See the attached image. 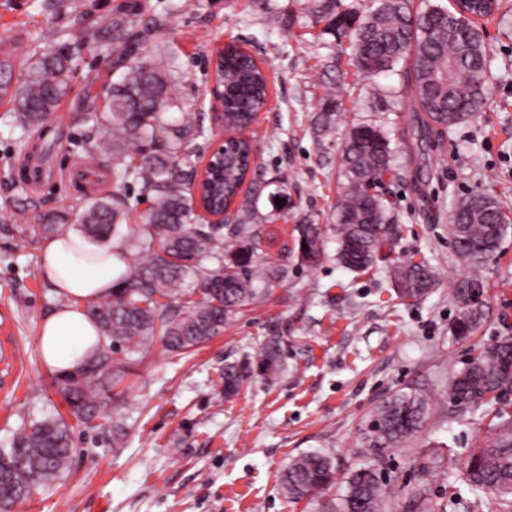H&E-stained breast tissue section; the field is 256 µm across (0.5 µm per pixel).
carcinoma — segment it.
Segmentation results:
<instances>
[{"instance_id": "cac0c4a2", "label": "carcinoma", "mask_w": 512, "mask_h": 512, "mask_svg": "<svg viewBox=\"0 0 512 512\" xmlns=\"http://www.w3.org/2000/svg\"><path fill=\"white\" fill-rule=\"evenodd\" d=\"M166 11L151 0H124L112 10V75L106 85L107 105L88 107L78 121L96 130L93 145L84 147L96 164L112 161L110 194L87 197L82 210L44 218L39 224L21 215L0 230L32 241L52 236L68 224H80L83 237L112 239L125 268L112 296L87 306L100 334L96 350L57 382L74 417L88 423L101 417L103 395L115 390L130 367L159 340L170 351L195 350L224 334L243 307L266 293V287L288 279V265L268 258L263 215L258 202L265 186L247 181L253 146L238 134L253 115L270 106L266 74L254 58L229 46L215 64V79L224 85V128L231 134L215 173L197 181V164L205 153L209 127L195 105L173 93L181 73L164 46L154 43L165 25ZM320 35L332 37L338 52L351 50L354 75L373 78L397 71L411 93V123L418 149L431 144L434 132H452L481 111L490 90V50L478 22L463 20L455 6L441 0H307L302 7ZM50 52L29 56L18 79L14 65L0 61V97L14 104L15 124L23 131L20 146L44 127L67 94L77 60L62 43ZM399 90L374 92L355 108L382 111L385 97ZM342 109L336 92L322 99L315 131H328ZM342 179L336 204V260L357 272L372 269L391 255L401 234L397 202L383 189V179H396V150L386 126L351 122L338 157ZM212 210L233 211L230 224H210L195 212L193 191ZM143 200L151 208L140 223L129 219ZM512 225L495 195L475 191L453 203L449 233L471 275L454 288L460 311L450 327L457 340L471 337L484 322L485 283L480 267L497 252ZM304 216L295 228L293 246L285 253L311 264L324 253L326 231ZM400 299H420L437 282L425 261L395 258L391 268ZM282 345L276 335L265 338L262 354L224 362L220 383L224 398L237 396L254 378L270 379L281 368ZM512 395V336L471 349L465 366L448 377V396L466 411L497 405ZM430 403L426 393L400 389L381 402L363 433V445L377 457L397 448L424 427ZM499 422L495 434L471 448L466 481L488 494L508 512L512 507V416ZM74 448L66 422L47 417L32 420L0 448V509L14 512L33 494L63 478ZM282 493L306 501L310 512H384L385 485L372 468L353 471L336 487V468L322 451L301 453L284 465Z\"/></svg>"}]
</instances>
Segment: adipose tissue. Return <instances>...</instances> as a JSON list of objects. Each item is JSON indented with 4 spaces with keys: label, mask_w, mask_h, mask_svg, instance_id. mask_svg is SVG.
I'll return each instance as SVG.
<instances>
[{
    "label": "adipose tissue",
    "mask_w": 512,
    "mask_h": 512,
    "mask_svg": "<svg viewBox=\"0 0 512 512\" xmlns=\"http://www.w3.org/2000/svg\"><path fill=\"white\" fill-rule=\"evenodd\" d=\"M116 253L111 243L91 245L72 230L45 241L41 274L59 299L38 329L39 352L50 370H72L96 349L99 333L86 305L111 294L124 269Z\"/></svg>",
    "instance_id": "ef3b65f1"
}]
</instances>
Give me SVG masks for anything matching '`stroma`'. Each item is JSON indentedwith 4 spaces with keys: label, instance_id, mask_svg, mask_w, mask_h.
Instances as JSON below:
<instances>
[{
    "label": "stroma",
    "instance_id": "stroma-1",
    "mask_svg": "<svg viewBox=\"0 0 512 512\" xmlns=\"http://www.w3.org/2000/svg\"><path fill=\"white\" fill-rule=\"evenodd\" d=\"M116 2L73 0L57 13L46 0H0V59L20 63L54 45L57 31L75 44L85 28L106 26ZM180 2L156 35L177 55L180 97L208 110L209 61L230 43L251 52L269 76L271 108L245 135L256 150L257 181L287 184L294 204L268 226L269 258L287 262L290 274L197 351L177 354L154 342L122 392L102 407L103 414L124 418L116 436L111 428L77 421L40 359L38 326L59 302L41 275V243L0 232V446L24 422L59 415L74 447L67 474L31 498V512H308L283 496L278 474L292 456L317 449L334 456L340 478L375 465L388 482L386 512H410L413 489L425 497L427 512H491V497L467 484L465 463L469 449L490 436L495 409L456 414L448 376L473 345L512 336V227L483 266L487 317L472 339L457 341L449 332L458 314L453 288L469 268L455 252L448 215L454 200L477 190L493 192L512 209V28L486 23L493 48L489 98L469 122L433 144L430 172L420 170L407 96L370 115L386 122L398 151L401 177L386 185L401 216L396 253L429 262L438 275L423 299L405 302L385 262L362 273L339 266L334 237L312 266L284 260L280 252L297 217L327 224L334 213L338 170L324 158L336 155L353 113H337L322 137L314 121L326 88L344 89L348 103L364 93L367 84L355 80L348 56L337 59L326 84L323 62L332 51L321 44L318 28L284 18L269 22L253 0ZM76 59L67 95L31 140L51 147L36 185L23 182L21 131L10 106L0 103V225L19 209L72 215L85 196L112 189L107 164H83L68 147L69 139L87 134L76 120L87 93H94L97 107L105 105L112 63L107 42L87 44ZM92 73L98 76L93 83ZM272 333L282 340V375L224 400L218 381L225 361L257 356ZM409 386L428 394L432 415L420 432L373 459L362 446L363 430L384 398Z\"/></svg>",
    "mask_w": 512,
    "mask_h": 512
}]
</instances>
